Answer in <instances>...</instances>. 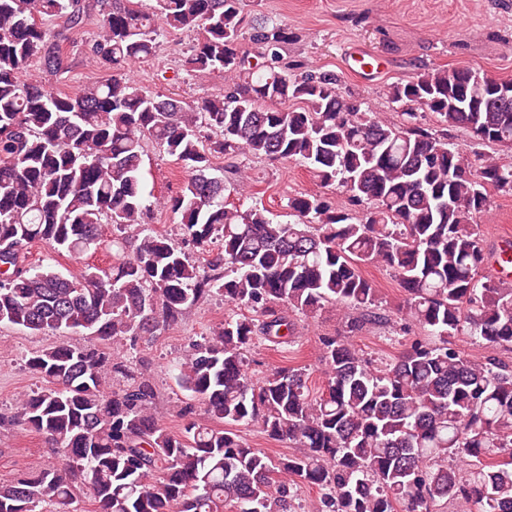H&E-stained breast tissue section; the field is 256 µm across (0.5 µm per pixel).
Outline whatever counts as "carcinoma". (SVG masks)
Here are the masks:
<instances>
[{"mask_svg": "<svg viewBox=\"0 0 512 512\" xmlns=\"http://www.w3.org/2000/svg\"><path fill=\"white\" fill-rule=\"evenodd\" d=\"M93 12L91 52L111 76L74 93L23 78L35 61L62 70L63 45ZM161 25L201 31L185 70L224 75L223 95L188 105L125 77L154 55ZM288 39L281 22L249 24L242 0H156L152 11L136 0H0V323L84 337L27 361L45 386L0 422L41 435L55 463L0 482V512H78L86 490L92 512H291L304 486L319 491L308 512H433L444 498L512 512V364L454 342L512 352V283L484 274L474 223L489 190L512 191V163L452 148L447 134L461 127L475 145L511 149L512 112L495 82L439 66L389 84L410 111L385 120L336 73L299 72L283 55ZM148 140L185 173L172 195L148 190ZM216 154L297 162L349 205L299 192L288 198L294 220L276 222L227 201L243 185L210 174ZM158 206L178 216L181 241L148 224ZM105 224L117 231L106 267L74 276L25 263L35 243L80 258L104 242ZM365 264L394 274L401 311L423 332L380 363L353 343L383 322ZM212 294L234 312L192 345L175 383L188 392L179 415L198 404L213 424L177 434L154 415V383L131 350ZM330 310L344 334L319 339L320 388L294 365L255 377L245 353L256 341L286 347L293 314ZM121 341L127 349L107 350ZM250 424L298 452L252 447L237 434Z\"/></svg>", "mask_w": 512, "mask_h": 512, "instance_id": "1", "label": "carcinoma"}]
</instances>
